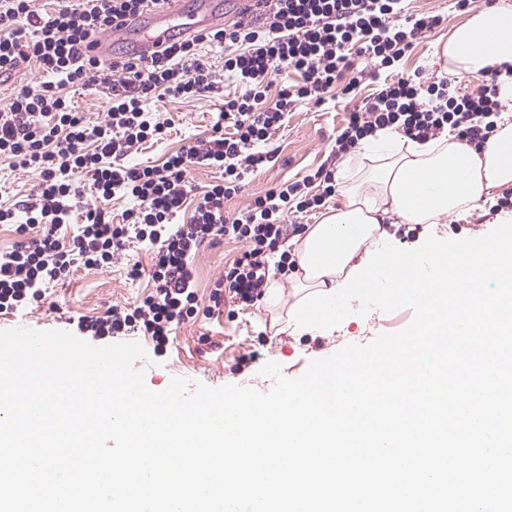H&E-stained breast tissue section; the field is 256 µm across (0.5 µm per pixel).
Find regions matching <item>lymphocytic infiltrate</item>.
Here are the masks:
<instances>
[{
  "mask_svg": "<svg viewBox=\"0 0 512 512\" xmlns=\"http://www.w3.org/2000/svg\"><path fill=\"white\" fill-rule=\"evenodd\" d=\"M148 3L67 0L45 15L36 0H0V80L31 62L40 73L38 84L20 86L0 106V157L40 178L33 198L0 208V224L15 226L23 237L0 250L1 313L27 311L44 288L78 269L110 268L131 238L152 253L149 267L136 263L130 270L132 277H148L151 293L129 309L78 317L79 331L112 338L139 331L156 345L169 343L198 310L192 257L223 237L245 249L217 280L205 312L219 313L227 292L240 305L255 306L268 285V256L278 255L279 273L293 266L286 243L301 227L286 223L288 211L314 210L336 192L334 170L321 167L269 190L247 213L224 215L225 199L241 190L246 175L274 161L267 143L297 101L319 105L335 90L352 95L372 70L383 74L382 88L348 113L336 134L337 155L382 128L411 140L451 129L458 141L480 149L494 132L490 115L502 108L498 77L512 75V64L490 67V86L478 96L458 93L450 76L394 75L395 63L442 22L429 12H410L406 0H249L237 21L171 39L146 55L107 65L83 53L91 37L126 26ZM206 41L223 46V69L198 55ZM355 54L366 57L370 69L355 68ZM276 76L282 84L273 96ZM228 80L240 91L225 96L208 139L159 165L129 163L134 147L160 140L171 127L147 111L149 99L222 94ZM97 85L109 91L107 111L90 123L67 91ZM195 164L218 168L224 178L204 191L190 223L179 224ZM83 171L92 175L90 187L73 180ZM116 196L135 202L118 224L98 206Z\"/></svg>",
  "mask_w": 512,
  "mask_h": 512,
  "instance_id": "obj_1",
  "label": "lymphocytic infiltrate"
}]
</instances>
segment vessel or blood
I'll return each mask as SVG.
<instances>
[{
    "label": "vessel or blood",
    "mask_w": 512,
    "mask_h": 512,
    "mask_svg": "<svg viewBox=\"0 0 512 512\" xmlns=\"http://www.w3.org/2000/svg\"><path fill=\"white\" fill-rule=\"evenodd\" d=\"M181 13L182 0H151L136 23L91 39L86 51L105 63L111 62L112 44L116 41L129 44L132 53H148L168 40Z\"/></svg>",
    "instance_id": "obj_1"
}]
</instances>
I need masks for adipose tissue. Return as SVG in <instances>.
<instances>
[{"instance_id":"ef3b65f1","label":"adipose tissue","mask_w":512,"mask_h":512,"mask_svg":"<svg viewBox=\"0 0 512 512\" xmlns=\"http://www.w3.org/2000/svg\"><path fill=\"white\" fill-rule=\"evenodd\" d=\"M512 63V0L472 13L454 27L441 48L443 70L459 80L484 77L488 67ZM341 203L294 241V301L288 322L299 327L318 311L335 308L364 281L426 293L428 324L448 319L458 334L512 335L503 312L512 307V247L486 243L466 262L450 266L428 251L425 266L397 273L385 257L384 223L435 224L448 214L466 215L493 188L512 187V112H501L485 148L477 150L445 134L411 141L389 129L360 142L336 169ZM477 282L479 297L462 289Z\"/></svg>"}]
</instances>
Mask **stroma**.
<instances>
[{"mask_svg": "<svg viewBox=\"0 0 512 512\" xmlns=\"http://www.w3.org/2000/svg\"><path fill=\"white\" fill-rule=\"evenodd\" d=\"M456 0H410L414 12L428 11L442 15L443 24L422 37L418 45L399 62L397 70L404 75L423 72L427 76L442 75L439 50L449 31L464 22L471 12L485 8V0H472L466 10H458ZM222 95L195 98H154L146 108L159 118L172 119L173 124L163 140L142 144L135 161L146 165L161 164L165 158L211 133L213 112L220 109ZM353 104L343 97L328 98L324 105L298 103L288 114L287 122L271 139L276 162L259 167L250 174L242 190L224 202L228 216L246 212L257 197L285 180H299L318 167L336 162L333 137L346 112ZM39 182L36 173L14 168L9 159L0 158V205L10 206L27 199ZM390 235L389 255L414 259L426 249L445 251L454 256L456 248H478L481 242L512 233L511 224L486 226L481 237L467 238L450 228L449 217L438 223L421 225L416 238L402 240L395 225H387ZM242 242L223 238L203 245L197 252L193 267L199 308H206L216 280L225 267L240 257ZM149 266L148 252L133 249L129 256L115 259L108 269H82L70 279L47 288L44 298L22 316L0 313V329L29 327L38 330L69 329L70 319L86 316L95 318L113 306L127 307L147 296L152 286L147 277L129 275L132 262ZM225 312L219 317L196 316L179 326L173 342L162 352H155L150 337L135 333L134 339L144 347L146 359L137 361L147 387L161 391L172 379L184 378L191 385L217 388L227 384L251 387L261 392L271 390L268 376L262 375L265 362L280 364L285 377H300L310 360L329 356L347 344L366 345L382 333H393L407 327L414 316L409 308L393 312L378 309L366 315L345 318L330 329L287 327V303L276 308L260 306L242 308L232 299H225Z\"/></svg>", "mask_w": 512, "mask_h": 512, "instance_id": "1", "label": "stroma"}]
</instances>
